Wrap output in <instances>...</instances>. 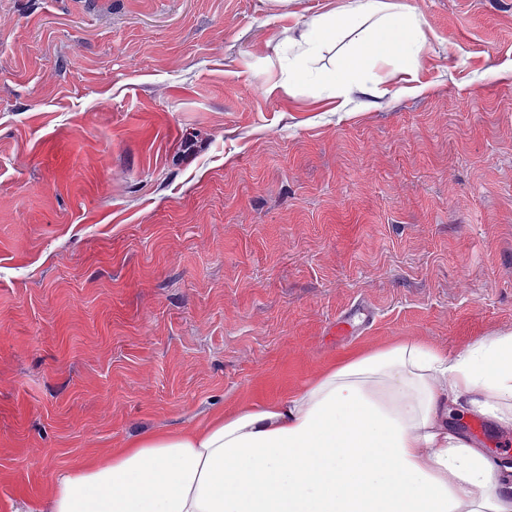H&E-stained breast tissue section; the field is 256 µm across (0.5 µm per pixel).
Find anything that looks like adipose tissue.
Masks as SVG:
<instances>
[{"label":"adipose tissue","mask_w":512,"mask_h":512,"mask_svg":"<svg viewBox=\"0 0 512 512\" xmlns=\"http://www.w3.org/2000/svg\"><path fill=\"white\" fill-rule=\"evenodd\" d=\"M383 8L317 16L294 42L311 58L374 21L330 77L347 84L367 60L420 51L421 17ZM464 397L512 425V336L452 361L417 343L345 360L281 399L87 456L26 512H512V467L448 427Z\"/></svg>","instance_id":"1"}]
</instances>
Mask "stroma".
<instances>
[{
	"instance_id": "35a3bbf8",
	"label": "stroma",
	"mask_w": 512,
	"mask_h": 512,
	"mask_svg": "<svg viewBox=\"0 0 512 512\" xmlns=\"http://www.w3.org/2000/svg\"><path fill=\"white\" fill-rule=\"evenodd\" d=\"M0 0V512L350 353L512 336V0ZM448 425L512 458V426ZM357 1L364 2L356 8L345 10L338 15L326 14L313 18L307 28L292 39L304 58H312L321 51L324 45L336 42L343 28L365 23L386 7L381 0ZM374 36L344 51L343 61L329 80L335 86L347 84L365 71L369 59H383L397 53L416 57L422 45L423 21L415 12L403 18L389 20L381 17L374 26Z\"/></svg>"
}]
</instances>
